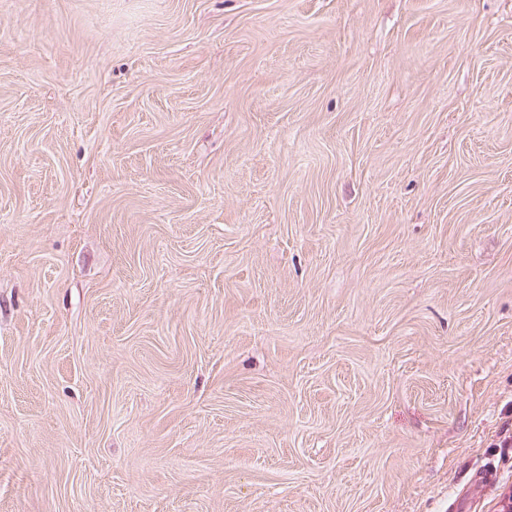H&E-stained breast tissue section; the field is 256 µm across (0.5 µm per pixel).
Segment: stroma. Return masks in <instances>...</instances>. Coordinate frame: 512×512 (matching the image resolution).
<instances>
[{
	"mask_svg": "<svg viewBox=\"0 0 512 512\" xmlns=\"http://www.w3.org/2000/svg\"><path fill=\"white\" fill-rule=\"evenodd\" d=\"M512 0H0V512H503Z\"/></svg>",
	"mask_w": 512,
	"mask_h": 512,
	"instance_id": "stroma-1",
	"label": "stroma"
}]
</instances>
